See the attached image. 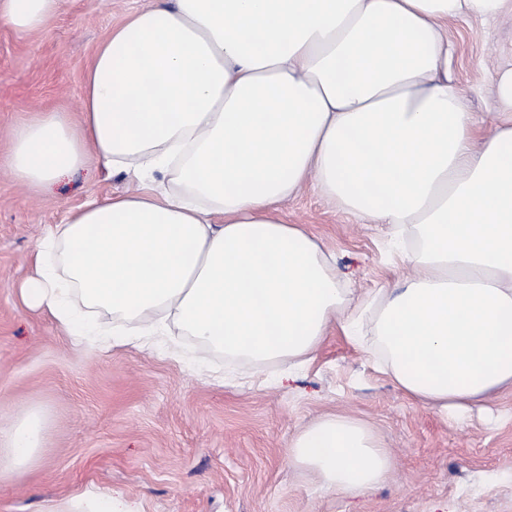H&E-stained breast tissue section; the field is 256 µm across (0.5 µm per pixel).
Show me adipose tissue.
<instances>
[{"mask_svg":"<svg viewBox=\"0 0 512 512\" xmlns=\"http://www.w3.org/2000/svg\"><path fill=\"white\" fill-rule=\"evenodd\" d=\"M65 0H0L42 31ZM512 17V0H157L99 45L79 116L39 112L5 163L43 188L97 159L158 171L161 191L91 199L40 242L24 302L90 349L154 347L179 329L263 367L312 362L331 325L409 399L464 416L512 387V67L489 135L448 81V23ZM367 224L408 235L415 273L352 303L333 257L279 215L305 183ZM47 421L0 427V478L23 474ZM322 490L386 482L364 421L328 415L289 443ZM42 512H124L90 486Z\"/></svg>","mask_w":512,"mask_h":512,"instance_id":"obj_1","label":"adipose tissue"}]
</instances>
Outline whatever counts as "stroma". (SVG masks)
I'll list each match as a JSON object with an SVG mask.
<instances>
[{
	"label": "stroma",
	"mask_w": 512,
	"mask_h": 512,
	"mask_svg": "<svg viewBox=\"0 0 512 512\" xmlns=\"http://www.w3.org/2000/svg\"><path fill=\"white\" fill-rule=\"evenodd\" d=\"M151 0H66L41 32L0 24V423L29 409L48 417L30 471L0 481V512H41L88 486L120 493L140 512H512V388L460 423L408 399L370 353L331 328L315 359L262 369L198 349H88L27 307L29 258L67 210L86 199L150 191L163 176L91 166L34 191L4 158L15 125L45 111L79 114L84 77L112 29ZM448 77L490 131L488 93L512 63V19L448 24ZM282 217L315 236L356 295L411 276L389 237L304 185ZM224 369L223 383L201 375ZM366 421L394 459L381 486L357 497L321 492L288 461L289 441L326 414Z\"/></svg>",
	"instance_id": "35a3bbf8"
}]
</instances>
